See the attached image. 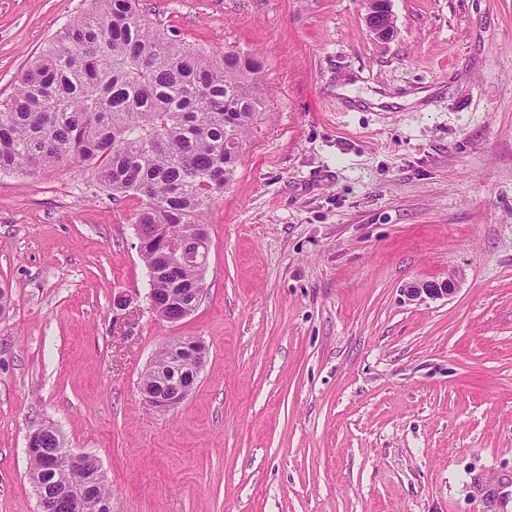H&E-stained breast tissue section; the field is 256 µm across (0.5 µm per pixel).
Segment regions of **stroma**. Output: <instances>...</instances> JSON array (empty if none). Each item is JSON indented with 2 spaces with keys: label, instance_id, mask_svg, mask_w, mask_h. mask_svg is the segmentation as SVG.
<instances>
[{
  "label": "stroma",
  "instance_id": "35a3bbf8",
  "mask_svg": "<svg viewBox=\"0 0 512 512\" xmlns=\"http://www.w3.org/2000/svg\"><path fill=\"white\" fill-rule=\"evenodd\" d=\"M258 53L266 105L208 215L206 292L146 299L135 196L0 175V512H38L27 436L96 457L112 512H512V0H141ZM86 0H0V102ZM457 274L449 297L408 301ZM206 344L177 409L157 350ZM390 2L391 0H374L373 7L366 17L368 28L375 38L382 42L390 40L395 33ZM170 344L174 362H168L162 370L154 362L146 374L141 397L150 409L168 411L183 403L192 393L198 373L206 359V348L194 338L183 337Z\"/></svg>",
  "mask_w": 512,
  "mask_h": 512
}]
</instances>
